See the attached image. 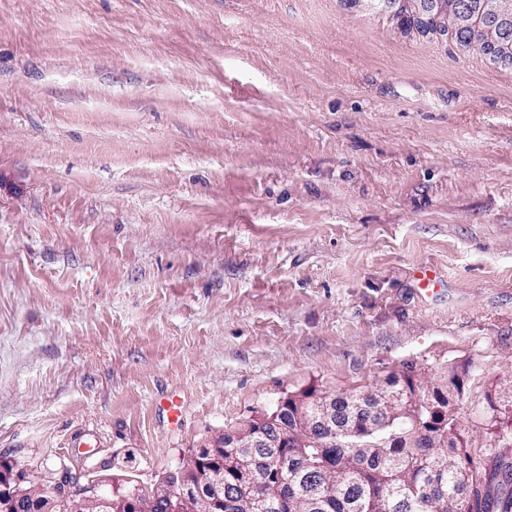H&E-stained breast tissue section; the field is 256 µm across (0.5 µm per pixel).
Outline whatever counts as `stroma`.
I'll list each match as a JSON object with an SVG mask.
<instances>
[{"instance_id":"obj_1","label":"stroma","mask_w":512,"mask_h":512,"mask_svg":"<svg viewBox=\"0 0 512 512\" xmlns=\"http://www.w3.org/2000/svg\"><path fill=\"white\" fill-rule=\"evenodd\" d=\"M470 362L489 471L512 71L342 0H0V457L147 493L286 394Z\"/></svg>"}]
</instances>
